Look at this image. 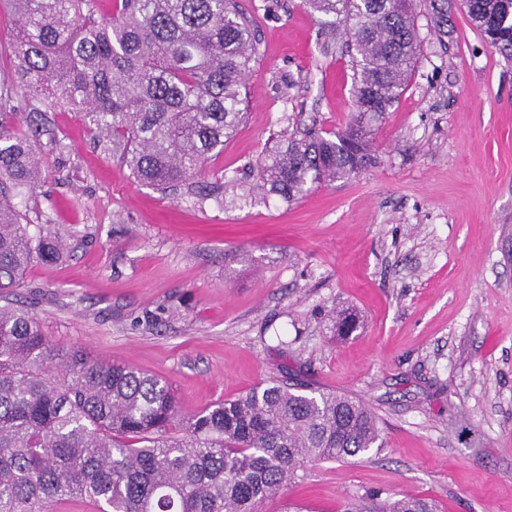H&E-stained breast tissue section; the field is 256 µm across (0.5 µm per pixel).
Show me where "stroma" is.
I'll return each mask as SVG.
<instances>
[{
	"label": "stroma",
	"mask_w": 512,
	"mask_h": 512,
	"mask_svg": "<svg viewBox=\"0 0 512 512\" xmlns=\"http://www.w3.org/2000/svg\"><path fill=\"white\" fill-rule=\"evenodd\" d=\"M261 59L247 117L206 163L217 198L140 185L80 113L38 116L44 177L19 201L64 259L10 296L54 343L172 382L182 416L270 379L363 400L368 453L307 464L260 512H346L369 491L437 512H512V59L449 0L438 37L417 0L421 52L375 127V162L285 202L244 170L281 136L352 118L350 58L300 0H241ZM359 317L340 338L333 310Z\"/></svg>",
	"instance_id": "1"
}]
</instances>
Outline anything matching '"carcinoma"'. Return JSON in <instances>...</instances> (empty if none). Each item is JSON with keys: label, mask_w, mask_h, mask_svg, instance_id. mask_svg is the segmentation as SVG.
<instances>
[{"label": "carcinoma", "mask_w": 512, "mask_h": 512, "mask_svg": "<svg viewBox=\"0 0 512 512\" xmlns=\"http://www.w3.org/2000/svg\"><path fill=\"white\" fill-rule=\"evenodd\" d=\"M340 28L355 112L339 131H305L263 156L255 185L290 203L314 184L350 179L374 162L371 127L399 103L420 53L414 0H302ZM16 16L15 79L29 95L81 112L132 177L161 193L205 194V162L246 118V78L260 55L256 19L240 0H0ZM476 28L512 58V0H461ZM448 35V0H429ZM0 94V293L26 287L34 261L63 258L34 235L10 199L42 171L38 131L16 130ZM356 320L336 312V331ZM363 401L273 380L198 413L180 414L172 384L50 342L28 312L0 307V512H50L82 498L99 512H257L309 461H343L379 440ZM348 512H436L415 497L368 492Z\"/></svg>", "instance_id": "carcinoma-1"}]
</instances>
